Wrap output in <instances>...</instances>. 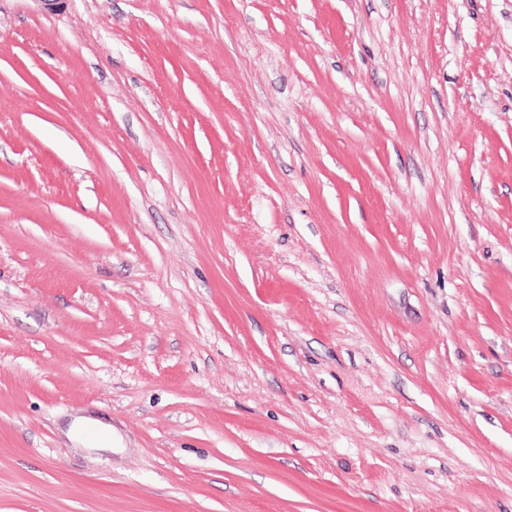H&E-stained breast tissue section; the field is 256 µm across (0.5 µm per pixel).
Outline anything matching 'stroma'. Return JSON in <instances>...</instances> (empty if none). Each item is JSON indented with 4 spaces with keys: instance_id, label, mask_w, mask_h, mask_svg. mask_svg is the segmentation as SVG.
I'll list each match as a JSON object with an SVG mask.
<instances>
[{
    "instance_id": "obj_1",
    "label": "stroma",
    "mask_w": 512,
    "mask_h": 512,
    "mask_svg": "<svg viewBox=\"0 0 512 512\" xmlns=\"http://www.w3.org/2000/svg\"><path fill=\"white\" fill-rule=\"evenodd\" d=\"M0 512H512V0H0Z\"/></svg>"
}]
</instances>
